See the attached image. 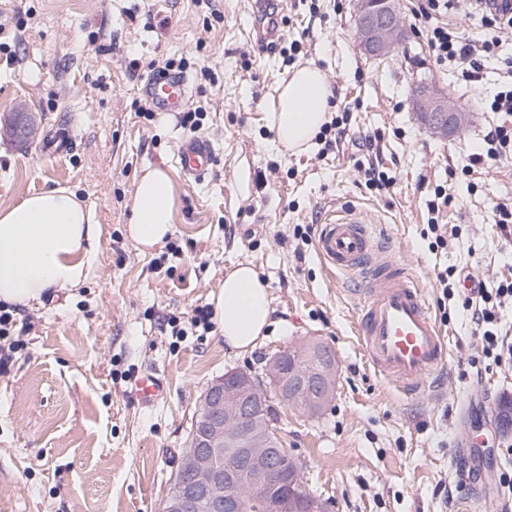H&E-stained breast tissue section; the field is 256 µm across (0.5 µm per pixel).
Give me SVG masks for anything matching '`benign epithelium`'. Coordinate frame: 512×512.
I'll list each match as a JSON object with an SVG mask.
<instances>
[{"label":"benign epithelium","mask_w":512,"mask_h":512,"mask_svg":"<svg viewBox=\"0 0 512 512\" xmlns=\"http://www.w3.org/2000/svg\"><path fill=\"white\" fill-rule=\"evenodd\" d=\"M374 0H356L358 38L364 50L385 56L404 39L399 14L379 15ZM416 111L435 134L457 136L466 128L467 113L449 96L427 91L418 96ZM13 135L23 140L36 133L25 113L12 123ZM304 360L313 368L294 376L283 369L284 353L271 357L265 378L228 371L200 395L194 432L183 452L163 512H328L327 503L304 490L299 472L280 448L278 422L268 421L267 383L278 387L279 406L313 417L334 392L335 354L316 340L301 344ZM248 476L259 495L238 494Z\"/></svg>","instance_id":"benign-epithelium-1"}]
</instances>
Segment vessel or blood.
Masks as SVG:
<instances>
[{
  "label": "vessel or blood",
  "instance_id": "obj_1",
  "mask_svg": "<svg viewBox=\"0 0 512 512\" xmlns=\"http://www.w3.org/2000/svg\"><path fill=\"white\" fill-rule=\"evenodd\" d=\"M253 29L271 40L280 23L267 12L265 0H254ZM141 94L153 111L178 112L188 100V78L166 69L149 77ZM181 171L198 181L214 162L211 142L203 136L184 138L177 147ZM368 215L348 205L320 224L316 249L334 269L351 274L360 297L358 338L374 369L395 381L402 393L417 395L447 366L446 340L433 319L412 274L392 255L388 242L369 226ZM138 405L150 409L167 395L164 376L151 369L133 380Z\"/></svg>",
  "mask_w": 512,
  "mask_h": 512
}]
</instances>
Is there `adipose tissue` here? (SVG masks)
<instances>
[{
    "mask_svg": "<svg viewBox=\"0 0 512 512\" xmlns=\"http://www.w3.org/2000/svg\"><path fill=\"white\" fill-rule=\"evenodd\" d=\"M332 97L318 67L296 68L272 108L276 146L292 154L308 150L329 119ZM178 205L167 170L148 168L135 185L129 238L144 251L162 243ZM99 234L93 209L66 188L44 189L0 209V304L27 305L48 290L83 285ZM215 311L225 343L253 350L272 324L269 286L252 266L238 265L225 275Z\"/></svg>",
    "mask_w": 512,
    "mask_h": 512,
    "instance_id": "1",
    "label": "adipose tissue"
}]
</instances>
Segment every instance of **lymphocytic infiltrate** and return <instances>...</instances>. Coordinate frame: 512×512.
<instances>
[{
    "label": "lymphocytic infiltrate",
    "instance_id": "lymphocytic-infiltrate-1",
    "mask_svg": "<svg viewBox=\"0 0 512 512\" xmlns=\"http://www.w3.org/2000/svg\"><path fill=\"white\" fill-rule=\"evenodd\" d=\"M461 14L480 28L479 36H470L461 26H450L443 18ZM411 14L425 32L434 62L439 66L460 68L467 81H478L489 61L501 60L504 84L489 105L501 116V122L484 138L483 150L473 153L466 172L474 168H491L512 158V59L500 58L502 36L512 32V0H414ZM512 298V279L501 280L496 288H478L476 296L465 298L463 308L482 341L483 351L494 361L512 359V341L501 330L500 303Z\"/></svg>",
    "mask_w": 512,
    "mask_h": 512
}]
</instances>
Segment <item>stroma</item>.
Returning <instances> with one entry per match:
<instances>
[{"label":"stroma","mask_w":512,"mask_h":512,"mask_svg":"<svg viewBox=\"0 0 512 512\" xmlns=\"http://www.w3.org/2000/svg\"><path fill=\"white\" fill-rule=\"evenodd\" d=\"M398 0L405 42L375 58L359 48L355 0H284L283 38L266 50L251 34V0H0V209L66 187L95 212L100 235L89 279L15 308L21 345L0 371V512H161L186 448L201 392L230 369L261 372L268 357L315 339L336 355L332 398L315 417L280 410L279 429L310 491L332 512H505L512 490V364L483 355L464 284L512 279V244L494 203H512V162L462 168L499 121L487 101L500 89L490 63L477 86L433 64L424 35ZM298 43L294 64L283 49ZM184 60L186 107L201 114L216 164L185 180L176 157L190 136L180 115L138 116L143 81ZM314 64L346 119L337 144L300 154L272 145L270 106L295 66ZM452 97L464 132L436 136L416 115L418 82ZM31 112L38 130L14 141L5 122ZM74 131L56 155L53 141ZM168 169L178 192L173 231L144 251L129 239L135 180ZM392 177L367 185L371 166ZM448 206L430 216L436 186ZM367 208L398 261L424 290L447 338L446 370L427 392L404 397L375 372L357 339L360 302L331 276L301 232L324 213ZM447 244L433 248L429 219ZM252 266L269 286L272 324L253 350L226 345L219 329L192 325L213 309L224 275ZM451 270L452 296L435 280ZM147 368L169 394L145 410L129 395ZM470 435L471 476L453 456Z\"/></svg>","instance_id":"obj_1"}]
</instances>
